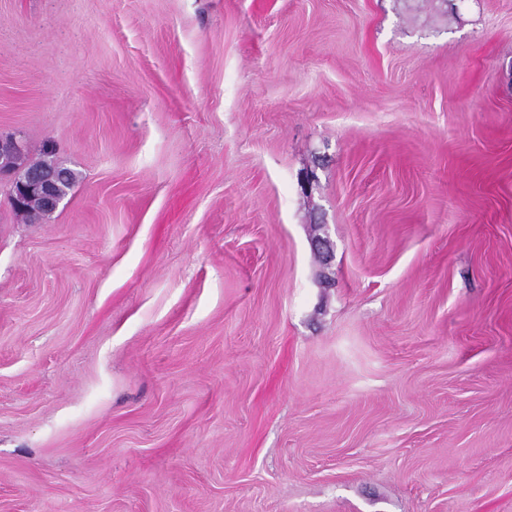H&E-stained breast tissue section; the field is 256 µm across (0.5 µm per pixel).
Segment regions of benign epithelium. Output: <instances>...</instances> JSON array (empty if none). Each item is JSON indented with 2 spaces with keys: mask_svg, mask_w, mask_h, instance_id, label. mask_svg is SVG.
I'll list each match as a JSON object with an SVG mask.
<instances>
[{
  "mask_svg": "<svg viewBox=\"0 0 512 512\" xmlns=\"http://www.w3.org/2000/svg\"><path fill=\"white\" fill-rule=\"evenodd\" d=\"M16 151L17 143L13 137L0 136V175L5 173L11 176L15 208L22 210L30 198L37 197L48 209L57 210L63 203V199L58 195V184L63 173L45 169H33L22 173L8 165L9 158Z\"/></svg>",
  "mask_w": 512,
  "mask_h": 512,
  "instance_id": "1",
  "label": "benign epithelium"
}]
</instances>
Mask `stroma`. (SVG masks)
Instances as JSON below:
<instances>
[{"mask_svg": "<svg viewBox=\"0 0 512 512\" xmlns=\"http://www.w3.org/2000/svg\"><path fill=\"white\" fill-rule=\"evenodd\" d=\"M1 134L0 512H512V0H0ZM16 151L17 143L12 136H6L5 138L0 136V175L5 173L11 176L15 208L23 210L31 197H37L43 201L49 210L56 211L64 201L58 195V184L59 193L66 198L77 180V173L46 161L41 162L50 167L59 168L63 173L57 170L45 169H33L22 173L8 165L9 158ZM41 162L32 163V165ZM63 174L64 178L62 179Z\"/></svg>", "mask_w": 512, "mask_h": 512, "instance_id": "stroma-1", "label": "stroma"}]
</instances>
